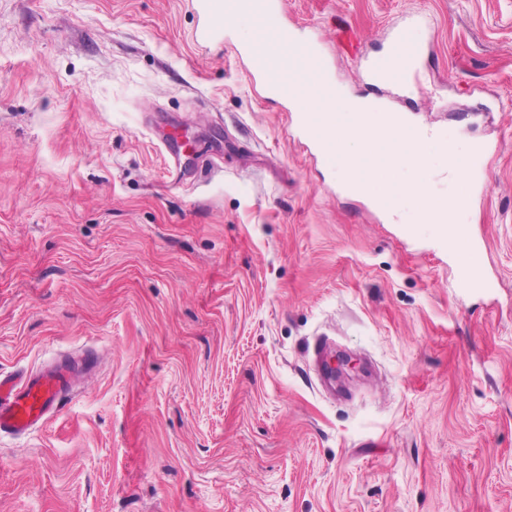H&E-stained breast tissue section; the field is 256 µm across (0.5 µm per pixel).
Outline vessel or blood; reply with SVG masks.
I'll return each mask as SVG.
<instances>
[{
	"label": "vessel or blood",
	"instance_id": "1",
	"mask_svg": "<svg viewBox=\"0 0 512 512\" xmlns=\"http://www.w3.org/2000/svg\"><path fill=\"white\" fill-rule=\"evenodd\" d=\"M200 24L194 32L198 44L205 45L223 37L224 19L235 13L252 17L258 31L252 41L242 45L239 60L248 63L270 97L281 102L294 99L299 85L322 88L330 74V64L315 41L296 40L291 27L280 22L284 0H192ZM423 15H407L386 35L391 47L385 72L367 67V80L406 90L419 83L415 64L423 57V44L409 41V29L428 24ZM327 112H294L290 125L295 135L317 154H327L332 143L327 136L330 124ZM95 356L82 351L79 358L60 357L35 373L17 377L0 374V434H25L40 428L50 417L70 403L84 375L93 370Z\"/></svg>",
	"mask_w": 512,
	"mask_h": 512
}]
</instances>
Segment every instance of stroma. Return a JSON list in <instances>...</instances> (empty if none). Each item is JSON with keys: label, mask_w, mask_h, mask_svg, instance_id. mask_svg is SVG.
<instances>
[{"label": "stroma", "mask_w": 512, "mask_h": 512, "mask_svg": "<svg viewBox=\"0 0 512 512\" xmlns=\"http://www.w3.org/2000/svg\"><path fill=\"white\" fill-rule=\"evenodd\" d=\"M422 87L391 99L403 13ZM353 96L491 144L450 258L396 193H345L187 0H0V371L98 365L0 436V512H512V0H286ZM178 130L182 172L159 144ZM494 281L470 290L463 279ZM370 367L322 386L317 342ZM428 25L429 19L423 15H406L403 20L392 26L386 35L391 46V58L387 70L380 74L375 67L366 65L364 79L382 82L398 91L406 90L415 83L422 87V82L413 66L423 57L425 47L422 43L408 40V30L414 25Z\"/></svg>", "instance_id": "1"}]
</instances>
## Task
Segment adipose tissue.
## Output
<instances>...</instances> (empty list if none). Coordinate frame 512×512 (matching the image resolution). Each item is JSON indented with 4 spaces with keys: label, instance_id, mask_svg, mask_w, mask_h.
<instances>
[{
    "label": "adipose tissue",
    "instance_id": "ef3b65f1",
    "mask_svg": "<svg viewBox=\"0 0 512 512\" xmlns=\"http://www.w3.org/2000/svg\"><path fill=\"white\" fill-rule=\"evenodd\" d=\"M339 104L342 112L337 128L346 132L345 143L349 173L343 181L348 194L366 196L384 203L399 191L416 193L415 183L382 178L386 168H421L423 160L417 149L401 150L397 136L399 120L382 117L381 105L362 97H347L335 84L328 83L325 93L304 88L299 92L297 109L320 112L329 104Z\"/></svg>",
    "mask_w": 512,
    "mask_h": 512
}]
</instances>
